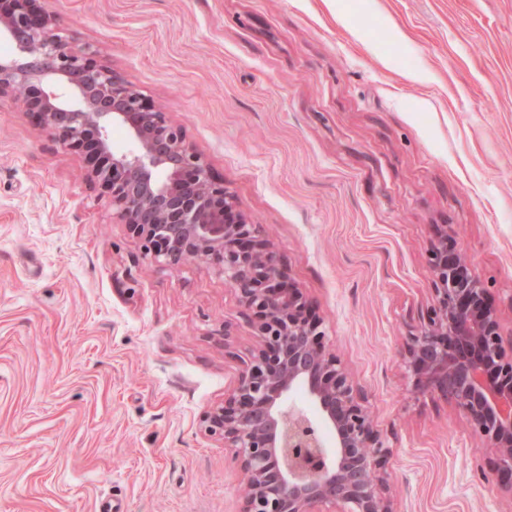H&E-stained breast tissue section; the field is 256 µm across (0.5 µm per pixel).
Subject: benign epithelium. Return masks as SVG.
I'll use <instances>...</instances> for the list:
<instances>
[{"mask_svg": "<svg viewBox=\"0 0 512 512\" xmlns=\"http://www.w3.org/2000/svg\"><path fill=\"white\" fill-rule=\"evenodd\" d=\"M0 96L23 93L36 129L76 154L113 214L165 266H212L250 317L255 344L224 402L200 429L224 442L243 476L239 512H398L394 448L322 330L323 319L281 265L258 225L216 179L185 130L91 46L77 48L41 0H0ZM125 129L127 152L112 148ZM431 303L408 334L404 373L437 395L491 451L489 470L512 496V347L490 289L450 224L431 225ZM305 390L310 414L291 400ZM333 444L323 442V433Z\"/></svg>", "mask_w": 512, "mask_h": 512, "instance_id": "benign-epithelium-1", "label": "benign epithelium"}]
</instances>
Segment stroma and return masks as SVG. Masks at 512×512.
Listing matches in <instances>:
<instances>
[{
	"instance_id": "obj_1",
	"label": "stroma",
	"mask_w": 512,
	"mask_h": 512,
	"mask_svg": "<svg viewBox=\"0 0 512 512\" xmlns=\"http://www.w3.org/2000/svg\"><path fill=\"white\" fill-rule=\"evenodd\" d=\"M234 192L394 447L399 512H511L400 353L454 225L512 332V0H43ZM236 332L224 345V328ZM254 344L204 261L146 255L0 97V512H239L199 429Z\"/></svg>"
}]
</instances>
